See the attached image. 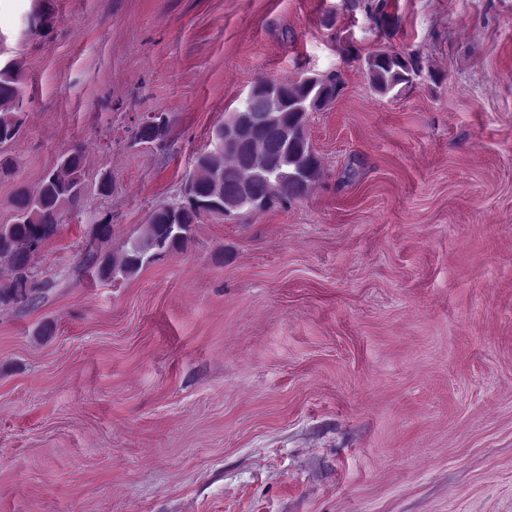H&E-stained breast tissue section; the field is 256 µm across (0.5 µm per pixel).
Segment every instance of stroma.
Segmentation results:
<instances>
[{"mask_svg": "<svg viewBox=\"0 0 512 512\" xmlns=\"http://www.w3.org/2000/svg\"><path fill=\"white\" fill-rule=\"evenodd\" d=\"M36 3L0 0V224L64 153L85 186L45 299L0 308V512H512V0H47L44 34ZM350 46L425 71L381 95ZM333 70L305 198L98 277L95 224L121 254L256 79ZM20 69L8 65L0 69V146L11 142L19 134L22 120Z\"/></svg>", "mask_w": 512, "mask_h": 512, "instance_id": "35a3bbf8", "label": "stroma"}]
</instances>
